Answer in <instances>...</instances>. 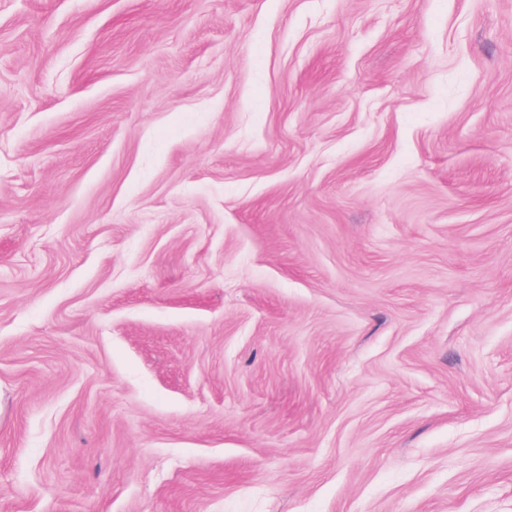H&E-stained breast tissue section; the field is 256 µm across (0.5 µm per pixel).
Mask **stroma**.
Segmentation results:
<instances>
[{
	"instance_id": "35a3bbf8",
	"label": "stroma",
	"mask_w": 512,
	"mask_h": 512,
	"mask_svg": "<svg viewBox=\"0 0 512 512\" xmlns=\"http://www.w3.org/2000/svg\"><path fill=\"white\" fill-rule=\"evenodd\" d=\"M0 512H512V0H0Z\"/></svg>"
}]
</instances>
